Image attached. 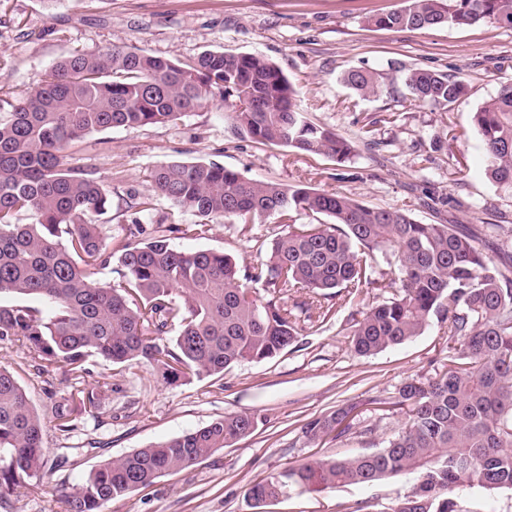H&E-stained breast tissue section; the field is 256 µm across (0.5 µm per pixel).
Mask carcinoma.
Returning a JSON list of instances; mask_svg holds the SVG:
<instances>
[{"label": "carcinoma", "mask_w": 512, "mask_h": 512, "mask_svg": "<svg viewBox=\"0 0 512 512\" xmlns=\"http://www.w3.org/2000/svg\"><path fill=\"white\" fill-rule=\"evenodd\" d=\"M368 23L385 29L490 24L512 28V0H408ZM402 81L411 105L449 112L466 94L463 80L423 68ZM344 82L361 95L382 91L379 75L351 69ZM297 86L268 59L206 50L191 63L135 47L77 52L58 61L42 85L0 113V341L19 342L49 364L68 367L69 396L51 407L69 434L75 411L92 413L97 391L82 388L90 362L144 364L170 381L203 378L271 358L301 332L333 315L328 301L372 285L385 294L351 325L360 357L420 335L434 319L448 324V364L436 378L413 377L391 405L407 407L383 448L289 467L248 490L259 508L290 487L373 486L398 474L417 483L393 512H489L476 490L512 489V228L506 224H422L408 211L374 207L341 193L250 179L215 160H172L151 172L154 194L194 224L158 225L148 239L133 221L129 239L107 248L93 217L112 197L93 172L66 163L87 135L112 128L176 125L214 101L231 108L234 132L338 163L353 142L307 120ZM472 122L485 151L484 175L512 193V85L485 100ZM326 216L292 224V213ZM26 214L31 222L18 223ZM274 217L286 231L254 238L265 252L253 268L222 251H181L170 234L201 237L223 220L253 224ZM118 257V281H97ZM262 284L266 296H253ZM39 296L48 314L19 297ZM177 330L173 345L164 338ZM356 406L306 422L310 441L352 428ZM257 418L230 413L204 427L96 465L65 495L68 512L106 504L195 466L255 430ZM45 417L15 374L0 366V501L39 480L47 467Z\"/></svg>", "instance_id": "1"}]
</instances>
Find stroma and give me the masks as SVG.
Segmentation results:
<instances>
[{
	"mask_svg": "<svg viewBox=\"0 0 512 512\" xmlns=\"http://www.w3.org/2000/svg\"><path fill=\"white\" fill-rule=\"evenodd\" d=\"M406 0H0V90L18 98L38 87L51 67L74 52L138 47L183 62L206 50L257 54L299 88L298 109L313 123L353 140L345 163L238 136L227 112L210 103L178 125L112 128L88 135L73 162L92 171L112 196L100 216L106 237H124L134 198L151 194V172L178 159L216 160L255 180H274L347 194L367 205L408 210L424 224L464 227L506 217L512 196L483 173V143L471 116L512 82V29L493 25L386 30L368 17L401 9ZM426 68L462 79L467 95L448 112L406 102L395 84L377 95L343 82L355 68L389 73ZM274 219L243 233L216 224L203 237L172 234L183 251L217 249L242 266L260 262L251 239H273ZM360 288L321 328L305 331L274 357L229 367L223 375L169 384L145 365L93 360L85 388L99 391L98 410L77 417L68 435L47 425L49 464L34 486L11 495L0 512H67L61 488L82 484L101 459L194 431L229 413L257 418L254 432L190 469L112 501L105 512H389L412 484L400 474L369 488L310 486L261 508L251 486L285 468L333 455L384 447L405 419L391 393L408 379L433 377L448 361V328L433 322L404 344L369 357L350 345L352 318L376 300ZM0 365L13 370L37 409L49 394L66 396L63 366L37 373L33 352L0 342ZM359 418L338 439L308 440L302 426L346 404ZM102 445L89 451L90 442Z\"/></svg>",
	"mask_w": 512,
	"mask_h": 512,
	"instance_id": "1",
	"label": "stroma"
}]
</instances>
